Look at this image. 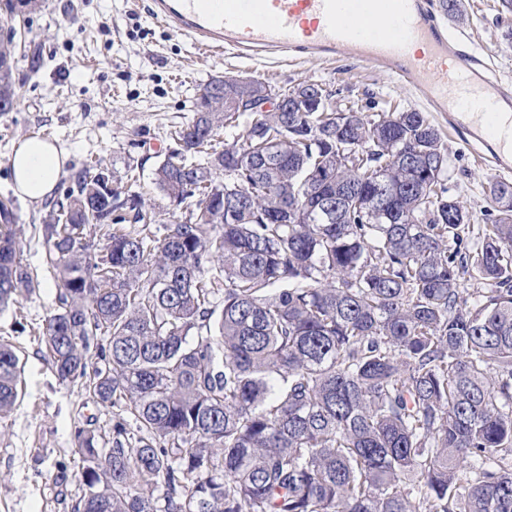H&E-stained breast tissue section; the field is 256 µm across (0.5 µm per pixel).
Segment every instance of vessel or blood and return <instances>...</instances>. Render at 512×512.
Here are the masks:
<instances>
[{
	"label": "vessel or blood",
	"instance_id": "obj_1",
	"mask_svg": "<svg viewBox=\"0 0 512 512\" xmlns=\"http://www.w3.org/2000/svg\"><path fill=\"white\" fill-rule=\"evenodd\" d=\"M150 16L207 54L361 60L444 116L462 152L512 171V82L431 0H150Z\"/></svg>",
	"mask_w": 512,
	"mask_h": 512
}]
</instances>
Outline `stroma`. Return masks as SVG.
Listing matches in <instances>:
<instances>
[{"mask_svg":"<svg viewBox=\"0 0 512 512\" xmlns=\"http://www.w3.org/2000/svg\"><path fill=\"white\" fill-rule=\"evenodd\" d=\"M149 0H0V26L43 46V66L15 68L19 99L0 112V199L13 201L21 228V259L36 271L41 286L0 311V336L13 341L21 366V392L11 415L0 421V512H72L82 494L83 462L74 430L84 427L112 445V407L94 402L80 386L59 381L42 341L46 318L55 308V290L46 269L43 220L51 202L30 204L12 187L8 158L31 136L55 141L69 156L62 181L97 157L116 174L138 169L134 184L155 213L156 224L179 219L157 190L153 173L170 145L169 132L193 115L200 84L218 75L248 76L270 90L304 81L325 84L340 105L392 103L416 109L410 92L366 63H274L232 54L201 55L192 42L153 22ZM461 25L475 45L491 56L497 75L512 79V12L502 0H461ZM452 191L484 223L492 203L484 192L495 180L474 159L449 144Z\"/></svg>","mask_w":512,"mask_h":512,"instance_id":"1","label":"stroma"}]
</instances>
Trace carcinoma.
<instances>
[{
	"instance_id": "carcinoma-1",
	"label": "carcinoma",
	"mask_w": 512,
	"mask_h": 512,
	"mask_svg": "<svg viewBox=\"0 0 512 512\" xmlns=\"http://www.w3.org/2000/svg\"><path fill=\"white\" fill-rule=\"evenodd\" d=\"M171 139L162 236L100 160L44 219L52 369L116 408L106 454L75 428L73 512H512V182L475 227L425 113L252 112L215 77ZM15 223L1 310L40 287ZM19 378L0 341V420Z\"/></svg>"
}]
</instances>
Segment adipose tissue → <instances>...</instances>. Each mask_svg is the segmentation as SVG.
Masks as SVG:
<instances>
[{"label": "adipose tissue", "instance_id": "1", "mask_svg": "<svg viewBox=\"0 0 512 512\" xmlns=\"http://www.w3.org/2000/svg\"><path fill=\"white\" fill-rule=\"evenodd\" d=\"M67 160L66 152L55 143L36 137L22 141L9 157L15 193L32 204L49 199Z\"/></svg>", "mask_w": 512, "mask_h": 512}]
</instances>
